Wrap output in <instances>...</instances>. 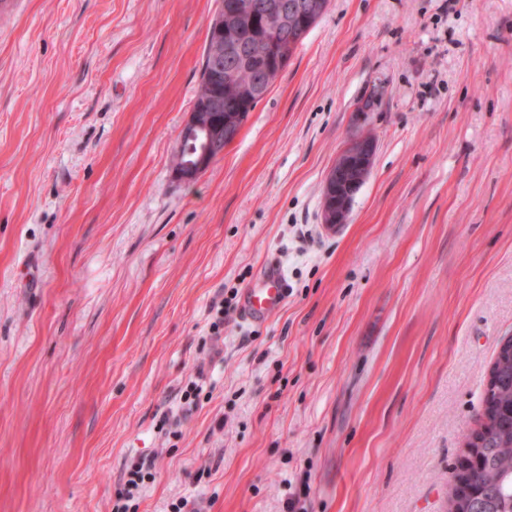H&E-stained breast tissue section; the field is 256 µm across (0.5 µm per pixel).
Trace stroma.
Listing matches in <instances>:
<instances>
[{
  "label": "stroma",
  "mask_w": 512,
  "mask_h": 512,
  "mask_svg": "<svg viewBox=\"0 0 512 512\" xmlns=\"http://www.w3.org/2000/svg\"><path fill=\"white\" fill-rule=\"evenodd\" d=\"M216 7L0 17V512H112L140 456L137 512H286L295 491L306 512H448L512 336V0H330L184 184ZM362 132L373 168L331 233L324 182ZM272 261L284 307L213 346L211 303ZM265 96V95H264ZM258 97L253 98L254 104L252 106V101L248 100L241 104V106L232 115L231 119H224V125H211L206 123L202 124L199 114L197 112L191 111L189 115V119L185 123L182 128V131L186 133L190 138L196 136L199 132H204L207 140L212 142V149L206 150L200 153V155L195 160L194 164H181L178 163L173 168V173L177 181L182 183H191L198 179V177L209 167L211 162L218 156L224 153V141L232 138L230 134L227 135L224 140V128L225 124L229 129L233 126V124H237L238 128L242 125L247 113L245 110H250L252 106V110L256 107V105L264 98ZM237 136V135H236ZM236 136L232 138L230 142H232ZM206 375L204 366H200L196 374L193 377H189L187 381L180 387L179 393L180 402L182 404L187 405L188 407L197 406L198 397L200 392L202 391L203 383H205ZM154 458L140 457L132 462L126 471L124 483L119 489L116 501L112 507L113 512H129L137 501L147 484L155 479Z\"/></svg>",
  "instance_id": "stroma-1"
}]
</instances>
